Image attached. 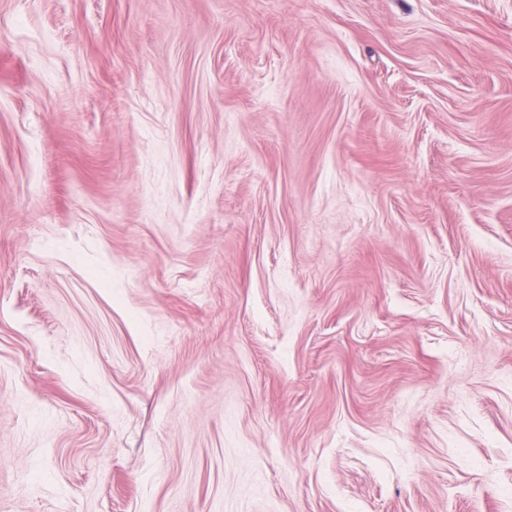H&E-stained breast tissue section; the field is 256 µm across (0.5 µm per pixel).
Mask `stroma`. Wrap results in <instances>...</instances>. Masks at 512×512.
Listing matches in <instances>:
<instances>
[{
	"mask_svg": "<svg viewBox=\"0 0 512 512\" xmlns=\"http://www.w3.org/2000/svg\"><path fill=\"white\" fill-rule=\"evenodd\" d=\"M0 512H512V0H0Z\"/></svg>",
	"mask_w": 512,
	"mask_h": 512,
	"instance_id": "stroma-1",
	"label": "stroma"
}]
</instances>
